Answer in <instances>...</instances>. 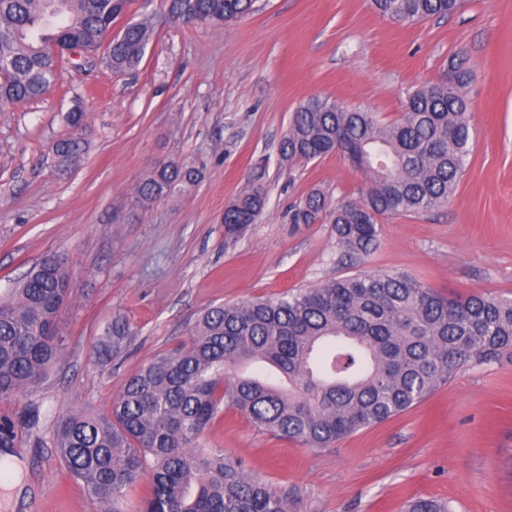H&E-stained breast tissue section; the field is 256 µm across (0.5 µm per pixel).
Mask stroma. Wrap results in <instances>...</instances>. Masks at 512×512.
<instances>
[{
	"mask_svg": "<svg viewBox=\"0 0 512 512\" xmlns=\"http://www.w3.org/2000/svg\"><path fill=\"white\" fill-rule=\"evenodd\" d=\"M257 6L211 27L169 19L167 0H132L127 20L155 28L138 69L116 75L99 58H74L42 98L0 109V298L51 252L68 256L74 286L61 360L37 391L0 401L22 471L0 512H100L55 451L56 418L107 409L139 367L188 340L208 306L384 271L450 295L512 296V0H466L410 26L380 18L370 0ZM459 52L475 74L473 148L453 196L382 218L366 260L339 264L331 224L290 223L289 209L315 189L333 203L359 199L367 180L338 154L283 163L292 112L319 96L395 118L408 91L442 80ZM76 102L84 151L63 175L53 145ZM168 158L203 178L130 215L135 186ZM258 167L267 207L226 240L224 207ZM116 315L133 336L102 367L92 347ZM199 445L243 460L292 512H401L418 497L450 512H512V360L462 368L419 405L326 448L275 438L231 409Z\"/></svg>",
	"mask_w": 512,
	"mask_h": 512,
	"instance_id": "35a3bbf8",
	"label": "stroma"
}]
</instances>
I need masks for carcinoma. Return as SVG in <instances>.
<instances>
[{
  "label": "carcinoma",
  "instance_id": "obj_1",
  "mask_svg": "<svg viewBox=\"0 0 512 512\" xmlns=\"http://www.w3.org/2000/svg\"><path fill=\"white\" fill-rule=\"evenodd\" d=\"M256 0H170V16L186 24L224 26L254 11ZM464 0H371L382 18L412 24L456 14ZM131 0H0V106L38 99L61 77L59 60L43 51L93 54L108 67L135 69L152 40L151 22L108 30ZM474 81L465 54L448 79L412 89L392 120L328 99L311 98L292 113L279 154L283 161L339 154L368 182L356 201L330 207L314 190L290 212L292 224L329 217L340 261L368 257L378 221L448 203L472 152L469 101ZM83 150L67 135L55 143L63 169ZM200 170L162 162L136 186L145 207L198 180ZM263 174L250 177L224 208L234 240L264 212ZM73 294L68 258L43 257L0 300V401L37 388L62 356L59 315ZM132 330L112 318L94 345L106 365L124 355ZM512 359V297L446 296L399 271L329 279L278 298L212 306L195 320L189 341L155 355L129 376L110 407L60 416L55 448L102 512H123L126 490L149 475L143 512H288V503L240 460L199 447L203 431L231 408L258 427L309 448H325L402 413L431 395L456 371ZM262 362L284 387L242 368ZM15 424L0 416V448L15 444ZM409 512H447L416 499Z\"/></svg>",
  "mask_w": 512,
  "mask_h": 512
}]
</instances>
